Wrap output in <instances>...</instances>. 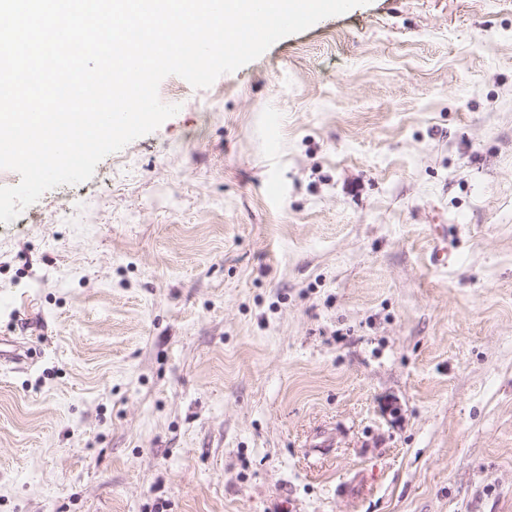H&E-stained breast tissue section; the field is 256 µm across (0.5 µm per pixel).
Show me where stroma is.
<instances>
[{
  "label": "stroma",
  "instance_id": "obj_1",
  "mask_svg": "<svg viewBox=\"0 0 512 512\" xmlns=\"http://www.w3.org/2000/svg\"><path fill=\"white\" fill-rule=\"evenodd\" d=\"M158 96L0 223V512H512V0Z\"/></svg>",
  "mask_w": 512,
  "mask_h": 512
}]
</instances>
